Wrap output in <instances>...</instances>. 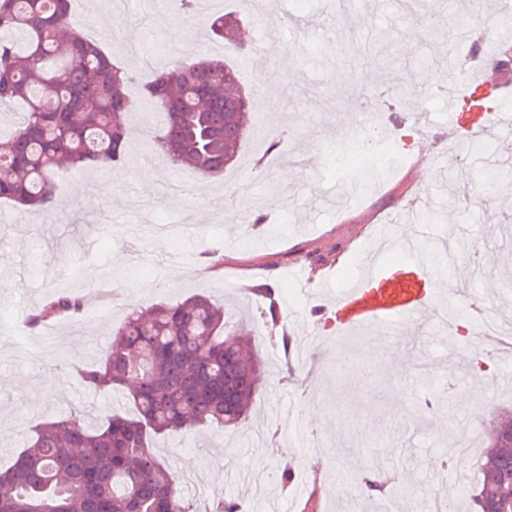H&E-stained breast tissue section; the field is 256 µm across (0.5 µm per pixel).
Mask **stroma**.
<instances>
[{"mask_svg":"<svg viewBox=\"0 0 512 512\" xmlns=\"http://www.w3.org/2000/svg\"><path fill=\"white\" fill-rule=\"evenodd\" d=\"M446 22L425 30L416 44L403 34L414 25L397 0H363L345 23L335 0H241L240 10L260 15L273 8L280 19L281 49L262 47L264 32L247 25L243 86L276 83L281 96H266L269 114L253 112L250 132L234 167L223 178H206L173 165L149 147L138 115L128 119L132 160L124 168H84L59 179L53 212L19 211L0 202V310L22 303L17 318L0 326V462L9 463L40 423L59 418L101 422L118 406L111 394L87 391L77 367L94 363L114 331L133 311L195 294L222 305L234 326L252 331L263 361V385L248 419L224 432L179 434L157 442V452L185 492L192 512H212L231 495L252 512H303L315 498L319 512H383L360 484L369 469L387 473L386 499L398 512H419L435 488L455 495L458 482L473 486L477 459H459L470 430L485 433L498 412L512 408V388L499 387L512 364L496 363L479 341L467 306L457 308L451 340L438 326L405 329L406 345L386 347L363 332L353 344L318 347L308 341L327 324V299L360 274L359 247L371 224L393 214L398 226L418 223L406 209L408 188H417L432 215L429 237L438 285L459 279L478 262L481 279L471 291L491 312L512 311V223L499 209L482 205L486 175L512 174L499 146L481 151L462 143L460 158L440 173L407 167L390 185L365 195L358 173L342 175L330 164L336 147L353 137L367 118L359 97L377 100V114L402 115L410 106L430 112L434 124L415 150L448 143L442 126L449 31L460 17L455 0H419ZM76 12L96 26L106 53L137 84L141 61L163 48L179 58L200 50L225 58L221 42L198 11L192 40H176L185 21L175 20V0H76ZM287 132L280 155L266 170L254 162L268 140ZM157 174L146 191L142 173ZM235 183L238 213L224 212V186ZM85 184L96 203L85 208L73 195ZM268 216L253 226L254 211ZM451 252H443L442 243ZM456 262H449V255ZM221 259L210 272V256ZM341 262L340 279L294 287L299 265ZM260 284L276 291L293 340L290 354L268 343L260 318ZM79 297L85 311L74 319L37 326L29 317L54 295ZM351 351L359 366L337 373L339 352ZM58 379L44 391L45 377ZM447 381L441 411L419 412L429 378ZM320 418H312V410ZM304 426L319 441L313 450L294 437ZM292 475L281 487V472Z\"/></svg>","mask_w":512,"mask_h":512,"instance_id":"obj_1","label":"stroma"}]
</instances>
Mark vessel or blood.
Wrapping results in <instances>:
<instances>
[{
	"mask_svg": "<svg viewBox=\"0 0 512 512\" xmlns=\"http://www.w3.org/2000/svg\"><path fill=\"white\" fill-rule=\"evenodd\" d=\"M456 58H449L447 79L453 90L446 97L448 137L463 142L495 140L498 132L512 125V110L505 102L512 97V73L496 67L471 75L466 90H458ZM420 225H412L402 236L392 227L379 232L380 244L395 243L410 257V271L403 274L371 250L365 274L340 289L331 304V326L336 335L383 327L401 334L404 326L433 319L446 307L447 295L439 289L419 246Z\"/></svg>",
	"mask_w": 512,
	"mask_h": 512,
	"instance_id": "b4317fda",
	"label": "vessel or blood"
}]
</instances>
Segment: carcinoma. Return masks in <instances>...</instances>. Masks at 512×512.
<instances>
[{
	"label": "carcinoma",
	"instance_id": "1",
	"mask_svg": "<svg viewBox=\"0 0 512 512\" xmlns=\"http://www.w3.org/2000/svg\"><path fill=\"white\" fill-rule=\"evenodd\" d=\"M230 13L209 18L212 35L238 52ZM71 0H0V105L22 102L24 117L0 140V201L20 209H53L65 168L124 166L130 160V114L155 108L165 126L151 142L173 164L220 176L241 150L251 112L237 121L225 104L238 92L224 81L232 64L198 51L160 67L139 96L131 74L83 35ZM267 322L279 326L272 294ZM81 299L60 294L30 318L38 324L74 318ZM82 384L133 405L97 426L68 419L37 426L14 463L0 470V512H190L174 475L157 456L159 437L238 427L248 416L264 374L251 340L228 326L224 310L203 295L131 313L102 356L77 369ZM512 418L496 421L478 466L474 512H512ZM369 497L385 493L373 474L361 479Z\"/></svg>",
	"mask_w": 512,
	"mask_h": 512
}]
</instances>
